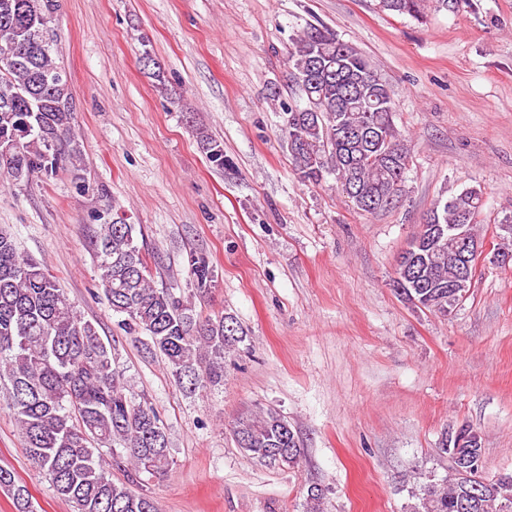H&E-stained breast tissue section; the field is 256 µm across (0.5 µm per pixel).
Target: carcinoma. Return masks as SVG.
<instances>
[{
    "instance_id": "obj_1",
    "label": "carcinoma",
    "mask_w": 512,
    "mask_h": 512,
    "mask_svg": "<svg viewBox=\"0 0 512 512\" xmlns=\"http://www.w3.org/2000/svg\"><path fill=\"white\" fill-rule=\"evenodd\" d=\"M423 2L380 0V6L419 19ZM59 7V0H0V53L10 51L17 60L0 71V177L17 184L52 177L68 165L73 178L81 179L72 127L76 104L51 27ZM287 60L289 79L305 98V105L283 109L288 120L282 137L294 170L314 184L329 173L339 182L354 181L367 199L350 197L359 211L375 214L390 207L402 191L410 152L394 122L390 90L372 62L331 30L315 26L294 39ZM196 137L209 161L224 166V145L203 130ZM482 206L481 190L469 187L427 213L402 252L415 272L402 298L448 315L452 242L431 226L446 230L461 215L474 222ZM94 218L100 283L112 311L124 316L121 325L146 334L187 390L223 382L224 359L243 340L236 319L203 318L172 289L156 287L137 244V225L98 211ZM187 270L196 294L214 287V269L205 256L190 253ZM0 367L10 383L28 459L73 512H157L150 497L107 476L103 446L119 443L137 473L167 475L169 441L159 416L128 392L113 367L111 345L77 312L57 278L2 229ZM232 436L239 448L264 462L299 465L298 436L272 408L239 417ZM437 452L448 458V472L422 474L409 512H463L466 496L483 487L484 469L461 474L464 464L448 445V433L441 434ZM0 489L19 512H32L27 485L3 467ZM472 512H512V473L499 474L497 488L480 494Z\"/></svg>"
}]
</instances>
